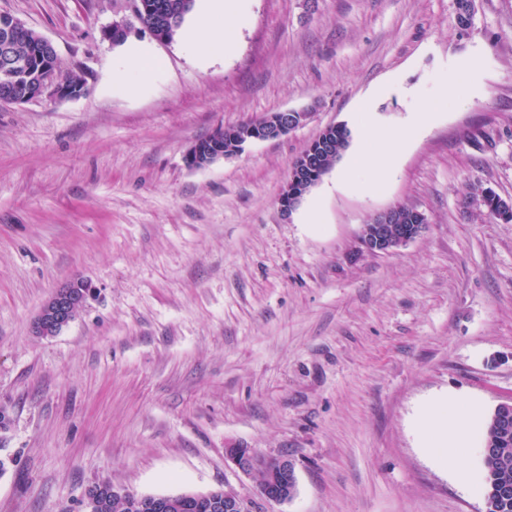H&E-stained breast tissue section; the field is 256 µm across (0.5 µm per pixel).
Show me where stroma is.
<instances>
[{"label": "stroma", "instance_id": "stroma-1", "mask_svg": "<svg viewBox=\"0 0 512 512\" xmlns=\"http://www.w3.org/2000/svg\"><path fill=\"white\" fill-rule=\"evenodd\" d=\"M54 46L75 99L0 103V512H77L95 482L138 495L229 489L253 512H482L480 449L461 465L423 448L436 399L512 396V222L480 214L470 185L512 202V0H247L237 48L203 63L162 42L132 0H0ZM124 21L123 43L102 31ZM161 61L131 96L113 63ZM458 98L372 194L335 172L282 216L291 165L321 130L405 122ZM413 87L384 95L389 81ZM311 110L288 135L188 168L216 127ZM427 218L389 254L364 252L366 218ZM320 221L306 223L309 210ZM93 293L56 336L32 325L62 284ZM228 448L284 453L297 493L266 502Z\"/></svg>", "mask_w": 512, "mask_h": 512}]
</instances>
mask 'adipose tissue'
Wrapping results in <instances>:
<instances>
[{"instance_id": "ef3b65f1", "label": "adipose tissue", "mask_w": 512, "mask_h": 512, "mask_svg": "<svg viewBox=\"0 0 512 512\" xmlns=\"http://www.w3.org/2000/svg\"><path fill=\"white\" fill-rule=\"evenodd\" d=\"M241 0H205L203 9L182 34L186 50L201 59L222 57L236 45L235 19L241 13ZM161 63L141 48H131L114 66L113 73L127 92H136L160 68ZM461 78L448 72L440 80L439 100L412 112L405 126L394 128L364 120L360 129V148L338 179L346 181L355 171L363 172L366 191L381 189L396 170L410 142L432 125L441 103L455 98ZM483 421L480 404L432 402L426 405L417 424L423 447L434 453L459 461L478 434Z\"/></svg>"}]
</instances>
